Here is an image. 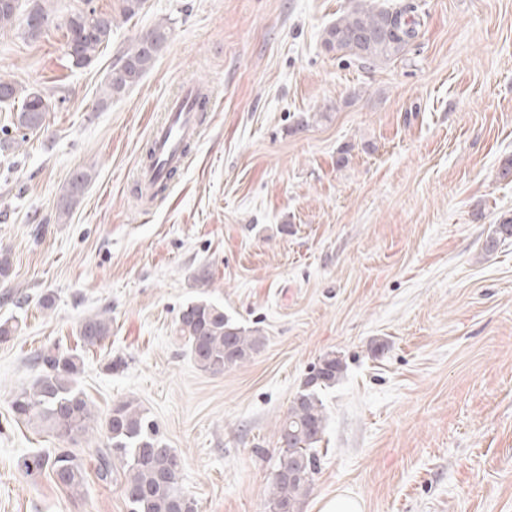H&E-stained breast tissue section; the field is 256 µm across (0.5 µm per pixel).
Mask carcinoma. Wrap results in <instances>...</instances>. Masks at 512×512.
Returning a JSON list of instances; mask_svg holds the SVG:
<instances>
[{
  "instance_id": "cac0c4a2",
  "label": "carcinoma",
  "mask_w": 512,
  "mask_h": 512,
  "mask_svg": "<svg viewBox=\"0 0 512 512\" xmlns=\"http://www.w3.org/2000/svg\"><path fill=\"white\" fill-rule=\"evenodd\" d=\"M49 0H31L28 8L20 0L0 2V34L23 29L36 39L41 32L29 28V18L36 15L54 21ZM115 19L84 0V8L65 20L66 38L79 42L78 57L70 58L77 68L89 65L99 50L112 38ZM416 22L407 10L390 12L377 9L368 0L355 5L322 33L326 51L348 54L364 62H386L397 56L416 37ZM169 38V28L162 22L154 24L134 41L112 66L100 103L108 104L124 96L152 69ZM0 103L10 105L21 101L12 121V129L3 131L1 143L8 146L42 129L51 104L40 91L28 89L0 77ZM92 180L85 169L71 173L61 194L56 213L60 221L67 219ZM512 239V217H504L488 236L485 251L496 249L500 242ZM112 318L106 312L85 317L79 324L78 336L85 345H94L111 334ZM177 332L186 341L197 365L213 373L241 366L250 361L265 343L259 331L247 330L224 314V308L207 302L186 304L177 322ZM37 360L42 373L28 386L11 395L14 416L44 428L59 438L78 445H91L102 437L96 465L99 481L110 484L116 475L114 465L122 470L124 496L130 512H195L194 502L180 487V455L169 447L159 427L132 399L113 404L99 418L91 401L77 386L80 356L74 352L48 349ZM346 365L334 355H325L294 397L288 412L278 425L280 455L298 456L305 461L302 473L293 481L273 475L269 488L270 512L288 506L289 512H300L318 470V446L326 429L327 416L321 392L336 385ZM28 476L44 470L51 472L61 487L78 492L86 483V469L77 449L55 448L44 454L24 459Z\"/></svg>"
}]
</instances>
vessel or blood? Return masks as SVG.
Wrapping results in <instances>:
<instances>
[{
  "label": "vessel or blood",
  "instance_id": "1",
  "mask_svg": "<svg viewBox=\"0 0 512 512\" xmlns=\"http://www.w3.org/2000/svg\"><path fill=\"white\" fill-rule=\"evenodd\" d=\"M196 90L185 86L170 99L161 121L150 130L154 162L137 173L139 181L146 184L165 182L170 171L184 167L183 143L199 139L201 126L193 110Z\"/></svg>",
  "mask_w": 512,
  "mask_h": 512
}]
</instances>
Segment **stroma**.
I'll return each mask as SVG.
<instances>
[{"label": "stroma", "instance_id": "stroma-1", "mask_svg": "<svg viewBox=\"0 0 512 512\" xmlns=\"http://www.w3.org/2000/svg\"><path fill=\"white\" fill-rule=\"evenodd\" d=\"M371 2L417 23L382 63L322 45L354 0H144L84 68L63 27L83 0H50L38 38L0 36V76L53 105L47 130L0 151V294L29 297L0 303L19 322L0 341V512H130L120 481H98L96 448L78 447V495L20 466L61 445L8 405L55 347L79 348L99 414L132 399L158 423L196 512H269L279 421L331 352L347 371L321 393L301 512L339 491L364 512H512V239L483 248L512 216V0ZM158 21L170 33L154 67L101 104L113 64ZM195 82L214 91L201 136L141 212L131 175L149 130ZM77 168L93 179L57 221ZM199 300L264 347L200 370L176 331ZM105 309L111 335L80 346V321Z\"/></svg>", "mask_w": 512, "mask_h": 512}]
</instances>
